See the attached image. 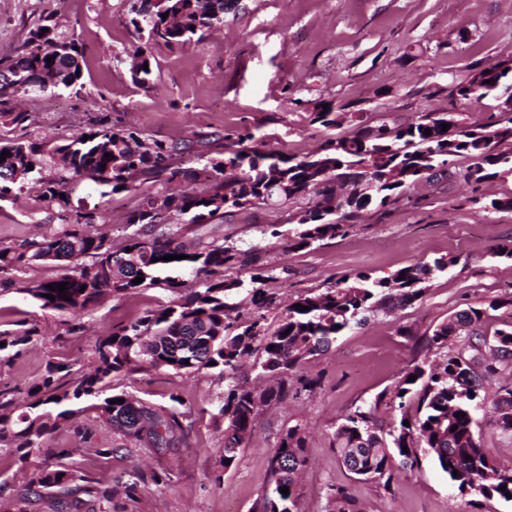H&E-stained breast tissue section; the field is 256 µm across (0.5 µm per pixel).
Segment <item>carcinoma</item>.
Returning a JSON list of instances; mask_svg holds the SVG:
<instances>
[{
	"label": "carcinoma",
	"mask_w": 512,
	"mask_h": 512,
	"mask_svg": "<svg viewBox=\"0 0 512 512\" xmlns=\"http://www.w3.org/2000/svg\"><path fill=\"white\" fill-rule=\"evenodd\" d=\"M131 22L145 41L134 46L139 57L133 79L154 87L151 46L186 45L203 29L224 20L226 0H140ZM168 14L162 18V14ZM54 15L41 16L25 25L23 41L13 54L0 57V125L25 128L28 114L13 108L20 95L16 84H26L45 70H52L61 87H81L83 51L75 36L58 31ZM47 32H42V29ZM44 42L69 47L47 62ZM512 88V68L491 64L456 83L451 93L463 100L495 102V112L480 124L457 131L461 119L446 112H423L400 125H369L354 112H338L333 102L312 122L336 129L358 121L353 136L324 139L301 157L281 155L248 146L254 135L248 130L224 135V157L211 150L198 151L196 167H183L178 157L188 146L177 140L145 138L130 130L114 129L100 119L84 135L57 143L48 137L0 135V199L40 185L39 199L57 210L58 231L49 237L0 245V291L15 290L39 303L78 318L106 296H123L139 288L164 285L172 291L183 286L178 274L188 273L193 288L170 304H160L134 321L112 329L98 339L93 370L76 381L67 377L72 365L48 361L46 372L19 399L12 391H0V453L11 452L23 462L41 453L45 435L92 410L112 430L145 448H168L189 432L191 411L178 395L165 405L138 400L121 391L104 395L112 379L140 370L144 365L176 374L195 373L216 363L224 374V459L235 461L242 440L253 429L259 408L288 394V376L308 357L326 351L336 336L351 324L368 321L385 309L411 306L427 291L430 276L455 262L446 256L433 264L419 263L389 278L372 280L365 273L345 276L334 285L298 297L281 312L278 325L269 329L267 313L277 308L261 288H247L240 273L252 267L250 283L268 279L260 263L261 249L242 248L226 237L218 243L202 237L201 229L224 214L247 207L279 209L304 196L313 206L299 213L297 227L288 235V247L303 249L325 240L347 236L359 211L371 205L384 207L405 197L410 185L423 176H444L455 157L472 160L464 179L474 189L488 178L512 174V106L503 94ZM450 125L442 131V124ZM431 135H424L425 129ZM89 139H84V136ZM112 157L107 158L105 154ZM50 168L55 176L43 181L40 171ZM89 180L111 192L130 191L139 180L160 182L168 213L152 210L156 196H144L130 212L127 224L135 227L126 247L115 250L108 238L92 230L93 211L70 208V193ZM191 181L205 185L200 193L178 189ZM136 252V258L129 251ZM166 255L180 260L165 261ZM73 263L70 271L45 280L16 285L15 274L32 264ZM144 278L139 284L133 283ZM67 283L59 291L46 285ZM85 291H80V287ZM250 296L251 315L232 316V300L241 292ZM52 294L55 299L47 298ZM307 307L299 311L295 305ZM507 312V320L492 336L478 332L485 316L481 308L468 307L438 324L423 339L427 350L439 354L410 366L393 386L382 390L369 404L349 412L333 431L332 444L352 473L391 487L393 465L413 467L419 453L431 457L448 474L461 494L471 502L500 498L512 501V466L502 467L481 446L476 434V413L493 410L494 425L512 434V386L496 382L499 368L512 360V297L489 303ZM41 336L37 323L23 320L15 329L0 330V362L19 354L20 347ZM255 377L276 379V385L257 391L243 368ZM416 376L410 380V376ZM123 403H117V400ZM400 412L398 427L391 429L379 417L381 406ZM464 413L459 417L458 413ZM409 425H404V422ZM457 429H452V426ZM408 451H403V447ZM306 437L301 425L285 429L269 462V484L258 512H298L296 477L306 462ZM60 454L56 462L37 463L30 473L24 507L52 489L59 496L79 491L87 499H73V508L95 512L99 491L93 481L75 477ZM289 489L283 494L281 488ZM329 512H365L345 488L327 489Z\"/></svg>",
	"instance_id": "cac0c4a2"
}]
</instances>
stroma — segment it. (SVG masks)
<instances>
[{"instance_id":"1","label":"stroma","mask_w":512,"mask_h":512,"mask_svg":"<svg viewBox=\"0 0 512 512\" xmlns=\"http://www.w3.org/2000/svg\"><path fill=\"white\" fill-rule=\"evenodd\" d=\"M51 12L83 46V86L24 96L19 107L29 114V131L58 140L88 131L104 117L115 128L165 140L205 141L247 128L262 150L302 156L329 135L312 121L323 100L365 113L373 125L448 111L482 122L491 101L466 102L451 96V88L476 69L512 58V0H228L223 23L205 30L201 41L153 46L151 89L131 79L137 34L130 0H0V56L19 45L24 24ZM468 164L456 158L447 178L419 180L408 200L363 211L347 237L302 250H288L287 237H272L270 227L311 206L308 196L282 210L246 208L206 225L209 238L229 235L242 247L262 248L272 271L263 287L285 304L345 275L380 279L441 256L456 259L432 275L422 301L352 325L327 351L309 357L297 375L320 377V386L263 407L231 468L222 466L224 423L216 413L224 378L215 369L191 375L150 370L113 379V388L149 403H167L172 394L183 398L194 423L176 447L159 453L119 448L111 426L89 412L46 435L41 460L65 451L71 469L108 492L103 512H257L279 436L299 424L309 463L297 479L298 512H327L331 484L346 487L366 512H512V501L499 499L473 508L426 455L385 491L380 482L350 473L331 444L337 423L392 386L414 361L418 347L403 329L428 334L465 306L512 296V259L495 254L496 246L512 242V209L472 203L463 179ZM159 189L147 182L106 195L85 182L71 193V206L100 212L96 229L117 247L128 236V213ZM57 224L54 209L39 200L36 189L0 200V244L51 235ZM173 297L154 287L108 298L84 313V331L70 334L63 314L19 294H0L1 329L26 319L44 331L11 365L0 367V389L26 391L51 359L90 369L98 337ZM30 470L18 456H0V512H16ZM139 471L168 478L139 484L126 495L125 483Z\"/></svg>"}]
</instances>
